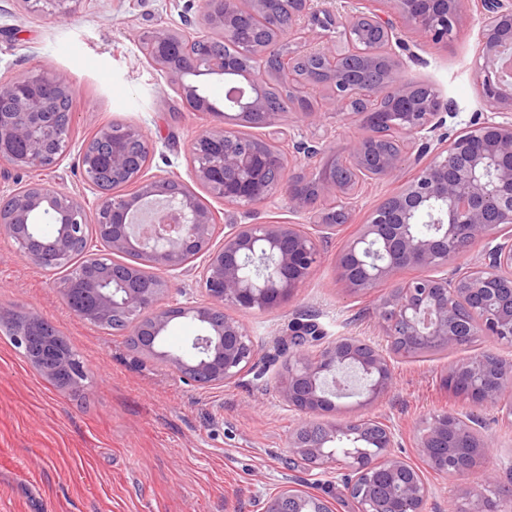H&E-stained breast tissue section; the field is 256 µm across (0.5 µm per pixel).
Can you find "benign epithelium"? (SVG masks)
Here are the masks:
<instances>
[{
  "instance_id": "benign-epithelium-1",
  "label": "benign epithelium",
  "mask_w": 512,
  "mask_h": 512,
  "mask_svg": "<svg viewBox=\"0 0 512 512\" xmlns=\"http://www.w3.org/2000/svg\"><path fill=\"white\" fill-rule=\"evenodd\" d=\"M43 2L67 17L79 0ZM200 0L207 30L229 40L241 32V18L261 17L264 34L242 43L237 61L215 65L193 47L208 34L191 39L159 24L148 34L143 52L170 86L198 111L273 126L283 114L267 104L268 76L288 78L300 125L288 136V157L274 141L242 137L216 125L195 139L191 149L194 181L215 198L237 208L288 200V212L299 218L314 214L317 230L296 221L236 224L213 247L215 216L197 192L170 176L146 177L141 155L154 145L136 126H104L95 147L81 154L84 179L101 196L94 208L85 199L49 183H35L0 194V234L37 265L69 262L77 250L87 262L74 267L57 288L65 300L79 289L88 298L71 310L81 319H120L122 331L137 336L139 352L159 359L181 376L205 386H222L238 378L256 356L242 322L226 314L269 310L291 300L321 258V244L347 223L359 203L360 180L391 186L338 263V278L351 292L367 291L392 281L405 269L428 271L395 284L398 295L383 298L374 315L383 327L389 350L356 336H338L319 345L322 333L313 321L291 326L293 350L286 359L280 393L288 406L306 415L293 432L290 451L315 470L344 469L343 490L358 499V512H390L397 501L402 512H423L432 494L423 471L396 454L397 432L386 421L369 416L340 419L330 425L316 420L335 409L327 389L336 374L352 369L364 382L366 401L385 398L392 387L390 353L402 347L452 350L488 336L512 347V0H474L478 25L475 78L490 115L453 135L447 121L458 117L457 105L429 83L404 74L402 53L420 60L411 47L448 43L459 29L462 0ZM419 38L409 45L403 30ZM369 28L362 27V21ZM247 81L250 94L228 99L218 108L202 93L199 76ZM320 89L329 97L311 108ZM73 80L65 71L38 70L22 76H0V163L43 170L55 167L68 145L72 115L63 106L74 98ZM330 106L359 121L364 133L351 140L347 158L330 162L316 176L302 161L318 155L303 130L319 127ZM415 175L405 180L406 167ZM110 184L133 185L135 191L114 194ZM58 225L45 236L34 218ZM421 224L433 225L422 232ZM103 241L108 252L92 250ZM485 243L482 258L466 269L448 266L461 258L468 243ZM137 254L145 263L185 273L205 257L200 268L207 299L195 305L169 300L170 280L158 275L135 277L118 268L112 256ZM190 317L201 327L178 352L159 344L173 316ZM55 331L34 314L13 340L30 357V339ZM74 390L84 387L87 373L76 358L53 368ZM448 391L480 409L512 415V371L498 357L471 358L448 367ZM492 441L479 430L472 413L433 417L417 440L418 456L434 472L462 478L464 503L449 512H498L487 495L501 484V473L488 466ZM331 512L328 501L293 485L282 487L262 503V512Z\"/></svg>"
}]
</instances>
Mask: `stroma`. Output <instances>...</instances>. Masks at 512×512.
<instances>
[{
  "instance_id": "1",
  "label": "stroma",
  "mask_w": 512,
  "mask_h": 512,
  "mask_svg": "<svg viewBox=\"0 0 512 512\" xmlns=\"http://www.w3.org/2000/svg\"><path fill=\"white\" fill-rule=\"evenodd\" d=\"M198 0H79L70 17L57 19L25 0H0V75L40 69L66 71L76 86L72 134L66 154L49 171L0 166V192L49 182L88 205L99 196L84 180L78 159L104 125L141 127L155 146L151 175L192 184L191 146L212 128L211 113L190 109L142 54V37L157 24L183 28L195 20ZM478 27L461 24L447 44L429 43L420 62H407L409 78L433 84L459 109L451 129L482 117L488 107L474 80ZM354 119L340 115L313 128L321 153L308 166L317 173L330 157L344 158ZM387 186L361 190L359 207L332 235L321 260L287 304L263 312H237L257 348L255 364L221 387L201 386L161 361L131 349L121 333H108L69 309L57 277L26 260L0 235V307L39 315L61 331L83 364L80 393L56 387L0 334V512H259L288 479L327 498L333 512H352L335 474H318L293 456L288 440L303 416L279 393L292 349L289 323L312 311L326 339L352 335L379 348L387 341L373 309L390 284L350 292L337 280L346 242L379 204ZM221 232L247 221L289 218L288 202L250 212L210 198ZM483 351L512 360V348L481 336L469 347L420 358L394 357L393 387L383 400L363 405L359 388L336 398L333 422L354 414L390 421L400 455L417 461V438L431 417L465 412L443 378L450 364ZM483 432L496 447L491 466L512 454V416L480 410Z\"/></svg>"
}]
</instances>
